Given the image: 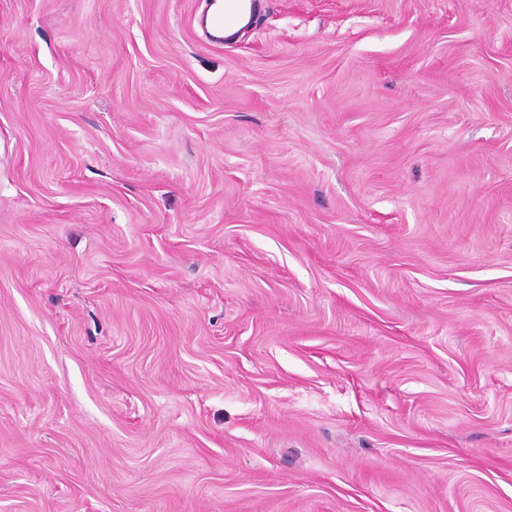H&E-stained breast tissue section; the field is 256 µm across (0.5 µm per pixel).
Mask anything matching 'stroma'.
<instances>
[{"label": "stroma", "mask_w": 512, "mask_h": 512, "mask_svg": "<svg viewBox=\"0 0 512 512\" xmlns=\"http://www.w3.org/2000/svg\"><path fill=\"white\" fill-rule=\"evenodd\" d=\"M0 0V512H512V0ZM245 0H225L222 9L213 10L210 15L209 12L205 17V23L214 32L224 31V36H234L245 24L246 19L237 17L239 11L244 6ZM236 20L228 28L224 30L234 19ZM208 19V21H207Z\"/></svg>", "instance_id": "obj_1"}]
</instances>
